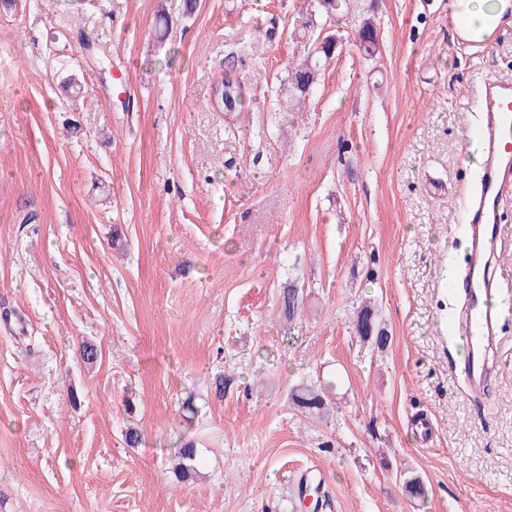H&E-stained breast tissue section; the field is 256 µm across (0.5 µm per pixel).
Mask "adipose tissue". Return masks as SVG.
<instances>
[{"label":"adipose tissue","mask_w":512,"mask_h":512,"mask_svg":"<svg viewBox=\"0 0 512 512\" xmlns=\"http://www.w3.org/2000/svg\"><path fill=\"white\" fill-rule=\"evenodd\" d=\"M451 9L456 32L467 42L490 43L512 22V0H451Z\"/></svg>","instance_id":"ef3b65f1"}]
</instances>
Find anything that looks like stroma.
I'll list each match as a JSON object with an SVG mask.
<instances>
[{"label": "stroma", "instance_id": "obj_1", "mask_svg": "<svg viewBox=\"0 0 512 512\" xmlns=\"http://www.w3.org/2000/svg\"><path fill=\"white\" fill-rule=\"evenodd\" d=\"M450 3L317 21L338 53L298 112L303 0L0 6V512H512V307L483 400L448 333L479 178L466 133L482 80H512V24L462 41ZM243 44L242 109L217 111ZM366 301L384 349L355 332ZM316 380L321 418L289 400ZM309 468L318 504L291 490ZM377 30L370 19L362 23L358 30L356 47L366 56L373 57L378 52Z\"/></svg>", "mask_w": 512, "mask_h": 512}]
</instances>
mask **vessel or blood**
I'll use <instances>...</instances> for the list:
<instances>
[{"instance_id": "obj_1", "label": "vessel or blood", "mask_w": 512, "mask_h": 512, "mask_svg": "<svg viewBox=\"0 0 512 512\" xmlns=\"http://www.w3.org/2000/svg\"><path fill=\"white\" fill-rule=\"evenodd\" d=\"M481 120L471 135L482 146L479 182L467 202L469 254L463 281L464 307L451 332L470 349L460 364L470 396L488 391L487 347L497 338V284L487 267L498 254L500 205L512 194V82L487 80L479 97Z\"/></svg>"}]
</instances>
